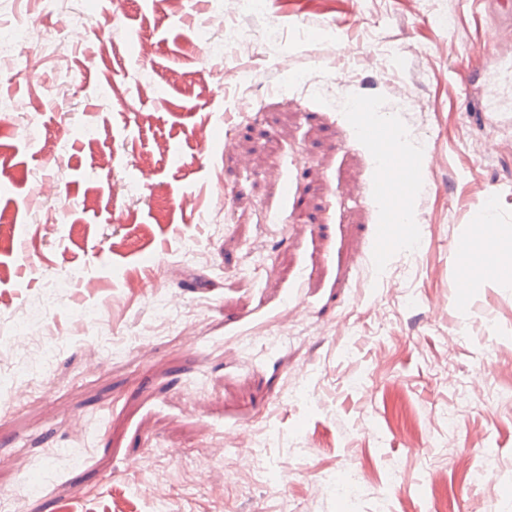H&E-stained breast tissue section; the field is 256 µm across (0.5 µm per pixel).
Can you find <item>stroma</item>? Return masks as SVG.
Returning <instances> with one entry per match:
<instances>
[{
  "label": "stroma",
  "mask_w": 512,
  "mask_h": 512,
  "mask_svg": "<svg viewBox=\"0 0 512 512\" xmlns=\"http://www.w3.org/2000/svg\"><path fill=\"white\" fill-rule=\"evenodd\" d=\"M280 2L273 36L236 0H63L95 20L73 41L44 0H0V41L23 20L51 38L0 68V486L31 485L17 512H154L160 485L167 512H512V406L473 390L512 389V289L456 286L487 198L512 235V125L469 103L504 50L496 17ZM218 9L223 28L202 25ZM228 28L251 52L224 47ZM347 101L442 158L410 198L421 238L381 267L393 231ZM20 328L52 352L36 392L12 369ZM244 427L269 434L259 478L224 445ZM58 448L85 454L61 467ZM488 454L494 476L474 479ZM355 469L368 480L339 493Z\"/></svg>",
  "instance_id": "stroma-1"
}]
</instances>
